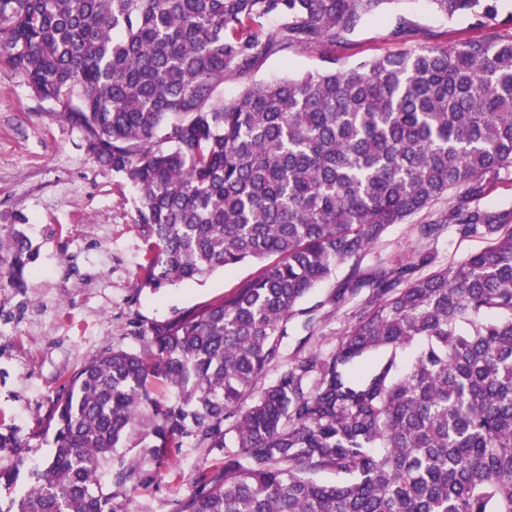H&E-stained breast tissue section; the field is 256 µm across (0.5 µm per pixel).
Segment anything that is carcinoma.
<instances>
[{"label": "carcinoma", "instance_id": "cac0c4a2", "mask_svg": "<svg viewBox=\"0 0 512 512\" xmlns=\"http://www.w3.org/2000/svg\"><path fill=\"white\" fill-rule=\"evenodd\" d=\"M389 2L0 0V65L138 192L137 288L260 264L153 326L150 356L108 348L84 363L45 420L43 467L0 434V492L34 482L0 512H124L94 485L139 424L159 459L184 437L221 450L235 434L238 453L201 468L175 512H512V207L481 205L512 171V34L498 0H429L488 33L340 65L331 50ZM292 46L328 66L253 79ZM227 80L242 83L232 99ZM415 216L421 242L451 227L490 245L362 267ZM32 260L28 237L0 226L8 287H28ZM343 264L328 303H359L336 350L258 387L303 299ZM376 350L388 356L352 372Z\"/></svg>", "mask_w": 512, "mask_h": 512}]
</instances>
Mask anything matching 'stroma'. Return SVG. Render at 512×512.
<instances>
[{
  "instance_id": "obj_1",
  "label": "stroma",
  "mask_w": 512,
  "mask_h": 512,
  "mask_svg": "<svg viewBox=\"0 0 512 512\" xmlns=\"http://www.w3.org/2000/svg\"><path fill=\"white\" fill-rule=\"evenodd\" d=\"M397 9L415 26V41L457 43L482 38L474 20L448 21L428 0H399ZM389 16L366 20L349 46L336 49L345 64L403 49L391 35ZM317 52L288 48L268 58L255 77L270 80L322 68ZM135 189L87 150L82 133L38 99L18 73L0 67V225L17 224L36 252L35 278L25 291L0 288V431L15 429L34 465L52 454L43 422L64 384L104 349L119 347L149 354L147 333L197 308L223 299L257 271L244 264L217 271L200 282H182L153 291L134 287L146 245L135 224ZM338 278L320 283L304 300L319 306L325 319L306 336L302 318L287 325L281 360L264 378L273 383L294 359L325 356L348 326V308L327 300ZM147 431H139L113 461L132 468L124 486L112 484L111 464H103L98 487L122 502L126 512H174L195 489L201 465L234 453L197 447L185 439L167 464L156 462Z\"/></svg>"
}]
</instances>
